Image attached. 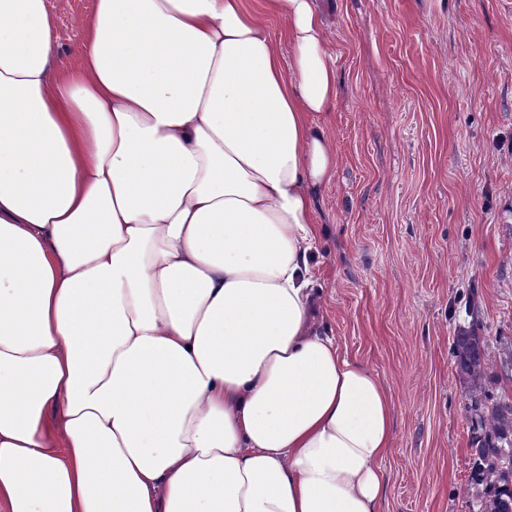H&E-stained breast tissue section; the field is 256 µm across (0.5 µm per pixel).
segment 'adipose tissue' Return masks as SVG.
Wrapping results in <instances>:
<instances>
[{
    "mask_svg": "<svg viewBox=\"0 0 512 512\" xmlns=\"http://www.w3.org/2000/svg\"><path fill=\"white\" fill-rule=\"evenodd\" d=\"M0 0V512H385L318 329L339 96L311 0ZM55 17L57 52L62 58L78 45L81 31L76 25V18L92 14L95 0H49Z\"/></svg>",
    "mask_w": 512,
    "mask_h": 512,
    "instance_id": "ef3b65f1",
    "label": "adipose tissue"
}]
</instances>
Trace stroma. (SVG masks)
Segmentation results:
<instances>
[{
	"instance_id": "1",
	"label": "stroma",
	"mask_w": 512,
	"mask_h": 512,
	"mask_svg": "<svg viewBox=\"0 0 512 512\" xmlns=\"http://www.w3.org/2000/svg\"><path fill=\"white\" fill-rule=\"evenodd\" d=\"M57 52L95 0H49ZM338 166L312 263L321 326L383 382L386 512H477L478 434L458 329L512 397V0H317Z\"/></svg>"
}]
</instances>
